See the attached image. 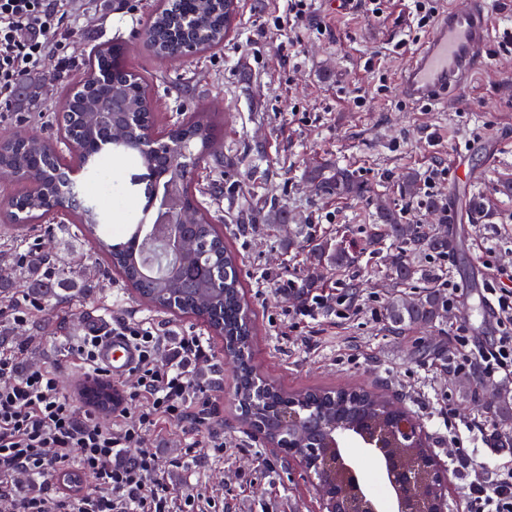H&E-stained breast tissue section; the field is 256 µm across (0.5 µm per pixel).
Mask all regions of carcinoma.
<instances>
[{
	"instance_id": "1",
	"label": "carcinoma",
	"mask_w": 512,
	"mask_h": 512,
	"mask_svg": "<svg viewBox=\"0 0 512 512\" xmlns=\"http://www.w3.org/2000/svg\"><path fill=\"white\" fill-rule=\"evenodd\" d=\"M232 7L229 0H159L146 30L148 49L158 58L166 59L177 54L180 43L189 37L198 41L200 49L207 50L226 37L224 15ZM124 45L115 43L96 49L89 55L84 77L65 97L64 105L72 113V122L61 128L67 136L71 133L82 139L88 150L78 156L79 164L96 171V184L104 195H112V171L110 161L101 155L93 143L102 141V132L96 123L95 113L102 111L98 101L97 76L103 69L112 70V92L123 97L130 111L139 116L140 124L131 128L127 138L120 143L121 149L135 156L147 168L158 170L160 184L181 177L177 164L157 161V157L145 151L140 142V126L148 121L153 111L148 83L139 75L128 71L125 65ZM150 134L179 141L188 145L194 155L204 160L216 154L220 148L216 138V120L211 112H192L182 122L168 128H151ZM0 167H20L27 171L29 188L25 195L7 205L5 219L13 220L20 213L22 225L29 229L40 227L49 204L55 201L64 189L63 174L57 170L53 158V147L43 138L24 135L17 149L0 152ZM306 179L317 194L338 199H361L370 196L371 190L361 176L348 166L335 162L316 165L306 171ZM400 196L415 199L419 194V179L416 173L408 172L397 184ZM91 204L76 212L78 228L95 236L98 254L112 267L128 285L134 288L150 307L176 315L192 316L203 320L211 330L224 338V348L235 354L239 361L236 371V386L240 392L239 408L258 404L260 410L248 414L250 423L265 430L269 443L275 444L286 455L301 454L303 441L300 436L290 434L284 438L274 434V424L280 411L293 407L303 418L318 417L336 427L365 422L377 426L391 416L389 400L362 387L333 389H307L288 393L272 382L265 380L253 361V312L245 299L237 258L224 245L219 229L207 212L199 208L191 185H186L182 203L189 213L190 234L211 241L204 252L188 256L174 275L155 276L142 271L140 258L120 242L97 234L99 208L103 195L83 190ZM378 222L371 225L369 241H391L398 248L389 256L390 280L397 284H408L422 270L408 259L411 254L432 249L440 253L448 251V240L417 224L404 223L401 212L386 200L377 204ZM315 260L336 271L355 263V252L343 247L339 240L322 238L312 245ZM27 280L23 287L29 296L37 300H53L57 305L69 303L67 296L57 292L62 277L51 276L44 270L55 266L51 255L31 253L24 256ZM224 280V287L215 288L212 280ZM448 314V300L439 289L431 287L415 298L404 293L392 294L386 304V319L391 328L400 332L434 327ZM503 434L512 433V403L498 397ZM416 449L392 446L384 449V457L400 469H412L417 463ZM310 471L314 480L340 485L344 473L325 470L319 463H312Z\"/></svg>"
}]
</instances>
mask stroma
<instances>
[{
	"label": "stroma",
	"mask_w": 512,
	"mask_h": 512,
	"mask_svg": "<svg viewBox=\"0 0 512 512\" xmlns=\"http://www.w3.org/2000/svg\"><path fill=\"white\" fill-rule=\"evenodd\" d=\"M154 5L75 0L76 31L64 40L60 59L50 60L34 84H23L15 104L0 105V134L52 133L84 58L113 42L126 45L127 67L150 84L162 122L197 109L219 112L216 134L224 150L202 162L193 185L238 255L255 314V363L288 391L356 385L391 398L420 421L432 454L447 469L450 512H464L457 446L497 470L512 468V438L498 434L499 418L483 389L488 380L478 370L457 368L499 333L489 291L512 288V12L499 18L486 69L447 99L423 105L399 90L402 69L427 36L412 20L409 0H383L377 16L365 0H312L290 44L271 33L285 0H237L236 26L224 44L186 61L146 52L141 35ZM326 160L351 165L374 192L391 197L399 176L416 172L424 195L447 202V252L415 258L445 285L451 306L443 324L390 330L385 307L397 286L384 276L387 247L366 245L376 211L366 200L316 194L305 172ZM112 178L119 193L103 224L137 223L152 184L147 168L117 154ZM475 195L484 200L485 218L468 210ZM278 206L288 211L286 225L272 221ZM44 226L37 242L47 244L79 286L66 306L33 303L15 286L16 257L1 255L0 296L19 301L27 320L0 314V346L20 351L23 363L51 366L60 393L73 397L83 376L69 352L83 342L78 327L86 314L109 320L132 314L173 340L203 337L213 358L195 367L194 379L216 414L200 428L174 422L161 432L159 455L177 462L164 473L173 495H194L203 512H318L304 469L285 463L279 450L242 425L222 338L202 321L150 308L121 279L103 276L93 238L69 219L50 217ZM322 236L360 246L357 264L321 271L309 243ZM307 304L312 316H298ZM477 418L489 433L468 430ZM215 435L224 442L220 456L206 449ZM348 454L361 483L391 506L393 491L375 459L354 445Z\"/></svg>",
	"instance_id": "35a3bbf8"
}]
</instances>
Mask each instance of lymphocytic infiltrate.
Segmentation results:
<instances>
[{
    "label": "lymphocytic infiltrate",
    "instance_id": "f902f5d3",
    "mask_svg": "<svg viewBox=\"0 0 512 512\" xmlns=\"http://www.w3.org/2000/svg\"><path fill=\"white\" fill-rule=\"evenodd\" d=\"M73 0H0V104L11 105L24 79L37 76L60 45ZM113 331L137 350V376L127 388L141 404L133 423L100 421L61 395L51 367L21 366L0 350V512H173L148 442L160 422L192 427L209 420L195 401L193 368L210 359L201 337L166 347L158 331L119 317ZM167 349L164 361L156 353ZM91 486H83V479ZM33 490L21 493L22 481ZM467 512H512V471L467 485Z\"/></svg>",
    "mask_w": 512,
    "mask_h": 512
}]
</instances>
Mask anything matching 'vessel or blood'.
Wrapping results in <instances>:
<instances>
[{
    "instance_id": "b4317fda",
    "label": "vessel or blood",
    "mask_w": 512,
    "mask_h": 512,
    "mask_svg": "<svg viewBox=\"0 0 512 512\" xmlns=\"http://www.w3.org/2000/svg\"><path fill=\"white\" fill-rule=\"evenodd\" d=\"M496 27L492 0H469L466 8H449L403 70V93L415 101L441 100L483 62ZM81 330L100 336L97 357L112 378H124L134 368L135 349L125 337L112 334L106 320L94 314L86 316Z\"/></svg>"
}]
</instances>
